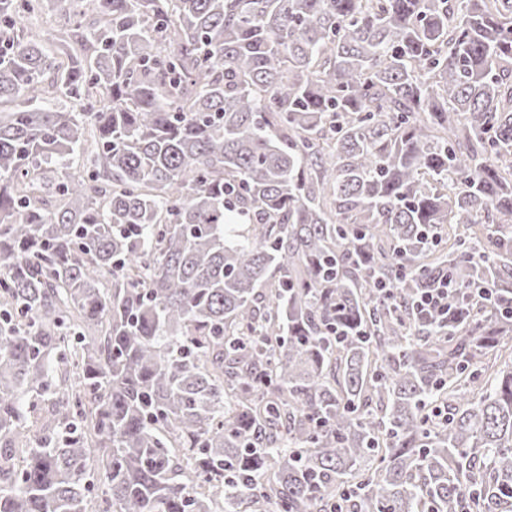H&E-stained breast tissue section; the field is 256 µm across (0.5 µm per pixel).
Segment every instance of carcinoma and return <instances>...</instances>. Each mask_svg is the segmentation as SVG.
<instances>
[{"label": "carcinoma", "instance_id": "cac0c4a2", "mask_svg": "<svg viewBox=\"0 0 512 512\" xmlns=\"http://www.w3.org/2000/svg\"><path fill=\"white\" fill-rule=\"evenodd\" d=\"M347 493L512 512V0H0V512ZM454 288H448V282H440L434 288L424 289L417 297L415 307L421 313H438L448 321V292Z\"/></svg>", "mask_w": 512, "mask_h": 512}]
</instances>
